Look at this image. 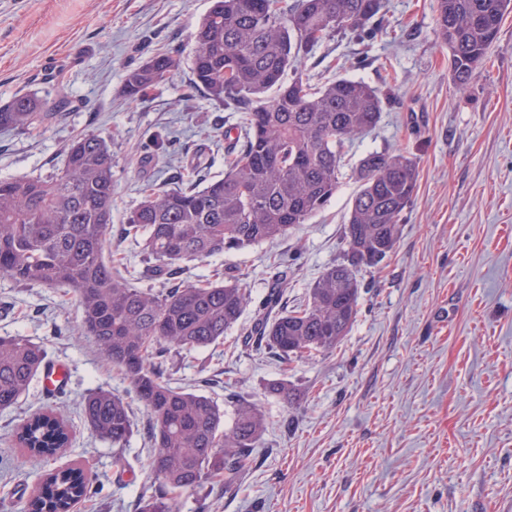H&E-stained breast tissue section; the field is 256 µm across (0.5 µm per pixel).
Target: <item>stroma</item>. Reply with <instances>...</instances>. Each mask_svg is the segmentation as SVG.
Masks as SVG:
<instances>
[{
    "label": "stroma",
    "mask_w": 512,
    "mask_h": 512,
    "mask_svg": "<svg viewBox=\"0 0 512 512\" xmlns=\"http://www.w3.org/2000/svg\"><path fill=\"white\" fill-rule=\"evenodd\" d=\"M367 44L330 40L305 63L329 80L360 79L385 98L378 125L348 143L335 196L272 242L186 263L182 280L241 276L251 301L223 342L175 357L176 385L206 395L232 425L235 394L259 405L268 429L239 483L215 480L184 492L180 512H512V14L492 61L456 85L436 34L437 0H386ZM209 0H0V104L21 94L59 96L65 112L30 132L0 130V178L47 176L64 147L94 133L111 140L112 250L136 285L138 245L119 229L147 190L176 186L197 171L224 172L240 115L191 85L193 34ZM182 67L139 102L126 73L160 51ZM55 59L51 76L41 72ZM378 150L414 157L419 180L396 246L360 270V313L331 353L284 363L248 339L259 302L277 278L282 305L309 290L345 250L344 225L359 189L356 168ZM68 288L0 275V336H23L63 362L70 385L45 396L39 381L0 412V512H22L44 475L83 469L93 486L73 512H137L159 488L150 469V422L127 380L80 331ZM287 379L286 407L266 391ZM124 397L134 422L125 448L98 438L84 396ZM63 413L68 448L28 455L12 436L34 412Z\"/></svg>",
    "instance_id": "35a3bbf8"
}]
</instances>
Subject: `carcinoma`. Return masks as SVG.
<instances>
[{"label": "carcinoma", "instance_id": "obj_1", "mask_svg": "<svg viewBox=\"0 0 512 512\" xmlns=\"http://www.w3.org/2000/svg\"><path fill=\"white\" fill-rule=\"evenodd\" d=\"M194 35L192 84L208 99L242 113L240 147L225 159L224 175L198 187L189 178L152 191L125 217L123 233L140 241L148 273L171 286L134 285L123 258L108 251L112 237V150L84 134L65 148L47 178L0 179V275L16 282L64 285L81 309L83 333L98 342L151 422V469L159 489L140 512H179V497L224 478L234 487L251 463L268 422L250 401H235L233 425L211 398L166 378L169 355L222 339L250 302L247 282L178 281L181 263L246 249L285 236L336 195L345 144L373 129L382 99L369 84L340 77L319 83L299 65L334 36L370 40L384 0H210ZM437 34L450 53L454 81L467 84L486 66L512 0H437ZM181 67V57L159 53L129 70L131 100ZM65 100L31 94L0 105V128L26 132L64 111ZM419 177L404 154L371 152L360 160L355 195L344 228L345 254L312 285L309 301L274 312L275 285L254 325L256 341L284 362L333 351L356 322L362 267H376L394 250L404 210ZM44 349L23 336H0V411L28 391ZM266 392L297 403L288 379ZM83 414L101 439L122 448L133 433L124 398L97 388ZM63 416L38 413L17 429L16 442L40 456L67 446ZM89 492L79 468L49 473L24 512H71Z\"/></svg>", "mask_w": 512, "mask_h": 512}]
</instances>
